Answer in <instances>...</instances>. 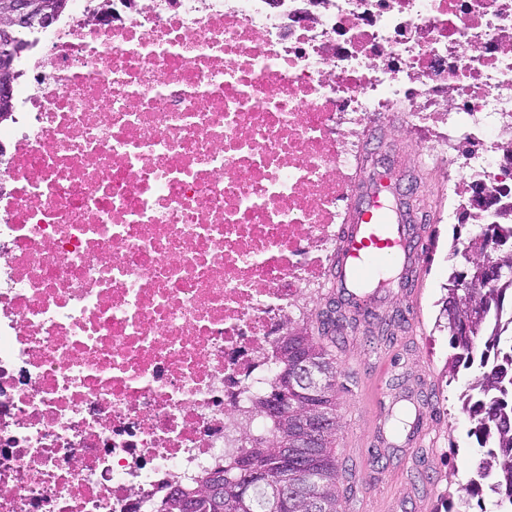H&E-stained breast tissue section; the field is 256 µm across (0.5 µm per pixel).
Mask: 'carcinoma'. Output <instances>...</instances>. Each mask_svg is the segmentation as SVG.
I'll list each match as a JSON object with an SVG mask.
<instances>
[{"label": "carcinoma", "mask_w": 512, "mask_h": 512, "mask_svg": "<svg viewBox=\"0 0 512 512\" xmlns=\"http://www.w3.org/2000/svg\"><path fill=\"white\" fill-rule=\"evenodd\" d=\"M486 202L474 200L465 219L478 231L463 256L468 275H448L440 310L453 350L447 368L455 378L486 344L512 350V321L493 322V312L512 307V214H497L501 224H481ZM479 284L478 295L469 285ZM317 332L307 323L288 322V338L271 351L276 373L267 390L253 398L269 421L266 435L247 441V448L191 489H177L159 512H339V470L333 452L336 432V361L322 343L345 329L349 320L334 308L316 316ZM464 404L479 455L478 476H494L489 491L495 512L512 504V368H475ZM467 495L449 502L444 512H474L482 507L483 488L471 483ZM477 502H472L473 498Z\"/></svg>", "instance_id": "obj_1"}]
</instances>
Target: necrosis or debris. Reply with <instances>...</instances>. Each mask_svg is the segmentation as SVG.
<instances>
[{
    "label": "necrosis or debris",
    "mask_w": 512,
    "mask_h": 512,
    "mask_svg": "<svg viewBox=\"0 0 512 512\" xmlns=\"http://www.w3.org/2000/svg\"><path fill=\"white\" fill-rule=\"evenodd\" d=\"M0 120V512H153L251 399L393 113L512 210V0H68ZM448 132L426 133L435 113Z\"/></svg>",
    "instance_id": "necrosis-or-debris-1"
}]
</instances>
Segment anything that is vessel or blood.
<instances>
[{
    "label": "vessel or blood",
    "instance_id": "obj_1",
    "mask_svg": "<svg viewBox=\"0 0 512 512\" xmlns=\"http://www.w3.org/2000/svg\"><path fill=\"white\" fill-rule=\"evenodd\" d=\"M391 184H367L339 232L331 286L347 298L359 284H368L394 264L413 274L427 258L421 239L411 230L412 216L394 200Z\"/></svg>",
    "mask_w": 512,
    "mask_h": 512
}]
</instances>
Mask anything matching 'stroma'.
<instances>
[{"instance_id":"obj_1","label":"stroma","mask_w":512,"mask_h":512,"mask_svg":"<svg viewBox=\"0 0 512 512\" xmlns=\"http://www.w3.org/2000/svg\"><path fill=\"white\" fill-rule=\"evenodd\" d=\"M414 136L379 124L363 144L364 176L388 178L419 199L420 238L430 246L415 286L379 300L345 302L355 328L337 337L336 459L352 474L341 512H435L441 494L458 497L468 483L476 441L462 402L471 379L447 381L448 333L437 326L451 246L466 247L473 224L449 222L455 200L448 175L416 162Z\"/></svg>"}]
</instances>
